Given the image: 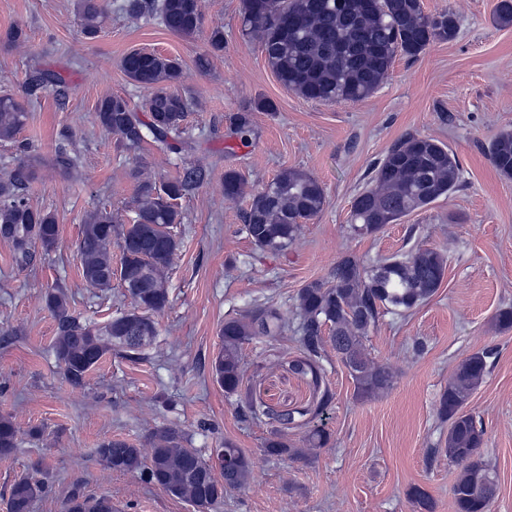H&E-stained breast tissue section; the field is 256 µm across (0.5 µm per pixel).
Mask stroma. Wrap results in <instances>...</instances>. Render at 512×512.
<instances>
[{"instance_id": "stroma-1", "label": "stroma", "mask_w": 512, "mask_h": 512, "mask_svg": "<svg viewBox=\"0 0 512 512\" xmlns=\"http://www.w3.org/2000/svg\"><path fill=\"white\" fill-rule=\"evenodd\" d=\"M120 2L107 0L106 23L89 39L72 0H0V94L27 102L29 110L16 140L0 141V174L34 166L29 203L54 213L60 229L56 247L26 270L0 239V414L11 416L20 433L17 451L0 461V512H8L11 487L24 476L45 484L34 512H62L75 487L110 498L117 512H195L139 476L105 467L93 453L112 438L146 443L159 426L184 431L203 457L229 441L252 459L253 482L225 493L217 512H417L410 499L416 487L429 493L433 512H456L457 468L428 452L443 447L448 434L436 411L441 392L458 361L481 349L493 350L494 364L470 408L486 428L483 458L498 474L490 512H512V328L494 325L500 309L512 308V179L499 175L488 155L495 136L512 132V24L498 20L499 0H422L428 15L455 16V39L430 45L414 60L396 56L380 87L356 102L305 101L283 87L260 42L242 35L241 0H205L203 33L192 40L123 15ZM217 25L224 51L200 70L198 58L209 54L206 33ZM15 26L26 38L7 44ZM134 49L180 63V88L196 98L187 119L196 138L191 154L164 156L148 144L122 152L96 125L105 97L135 104L146 97L119 67ZM38 69L62 77L66 99L50 87L29 100L27 82ZM262 101L274 113L258 110ZM241 112L252 119L245 141L233 129ZM65 128L80 160L75 177L54 162ZM409 133L448 146L460 163L458 187L376 234L351 235L352 204L372 164ZM21 142L30 144L29 153L18 151ZM188 162L209 169L210 177L178 202L180 245L166 272L169 305L157 317L158 336L141 358L108 354L84 386L72 387L56 363L46 292L62 288L72 312L96 323L132 308L120 283L100 290L84 282L77 245L85 215L104 207L130 221L138 180L162 183ZM286 167L317 178L326 203L286 254L263 253L244 233L243 213L250 192ZM229 170L242 176L245 195L225 196ZM416 244L443 251L448 263L428 301L405 314L379 313L367 346L393 375L387 393L356 398L349 373L332 358L323 364L331 400L316 415L318 393L288 370L299 353L295 342L243 346L244 389L281 410L309 408L298 432L321 427L331 435L310 460L267 458L265 422L241 420L211 376L225 319L263 302L292 319L299 289L328 280L342 256L377 259ZM418 338L428 345L420 356L411 350Z\"/></svg>"}]
</instances>
